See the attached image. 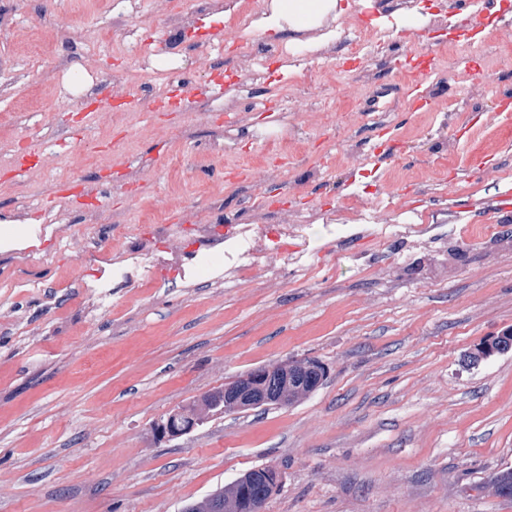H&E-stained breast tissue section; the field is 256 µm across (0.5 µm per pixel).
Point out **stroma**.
I'll return each mask as SVG.
<instances>
[{"label":"stroma","instance_id":"1","mask_svg":"<svg viewBox=\"0 0 512 512\" xmlns=\"http://www.w3.org/2000/svg\"><path fill=\"white\" fill-rule=\"evenodd\" d=\"M340 15L325 51L283 67L275 51L307 31L247 30L210 48L194 27L170 33L158 0H0V216L27 208L0 236V310L24 317L0 333V512H180L239 474L277 468L281 485L263 512H512L492 478L512 468V352L478 365L464 354L512 328V142L488 90L512 85V38L438 22L451 0H337ZM360 31L397 43L337 74ZM264 61L261 76L226 86V109L250 107L248 137L225 158L206 145L223 112L182 111L131 123L108 117L112 73L164 92V60L197 70L200 84L235 69L241 52ZM474 62L463 70L462 58ZM436 62L434 75L410 70ZM384 91L383 109L367 104ZM305 115L301 141L283 153L259 131L281 113ZM484 124L471 138V114ZM392 147L383 162L349 164L344 142ZM62 143L58 164L14 177L8 163L26 146ZM495 164L466 176L468 156ZM287 157L275 183H250L261 161ZM148 160L135 192L110 179ZM401 168L392 180L393 168ZM95 182L103 240L83 225L72 246L30 236L36 206L56 182ZM382 200L388 223L437 216V243L379 248L319 237L309 274L287 271L280 287L251 277L223 286L154 281L156 255L141 260L139 287L112 283L108 308L80 303L98 286L111 245L146 233L149 222L214 218L222 204L236 224L269 201L321 212L345 208L356 224L364 201ZM37 253L19 266L14 248ZM372 261L357 264L356 255ZM316 359L323 383L302 401L221 415L188 434L155 440L152 427L177 406L223 388L258 367Z\"/></svg>","mask_w":512,"mask_h":512}]
</instances>
